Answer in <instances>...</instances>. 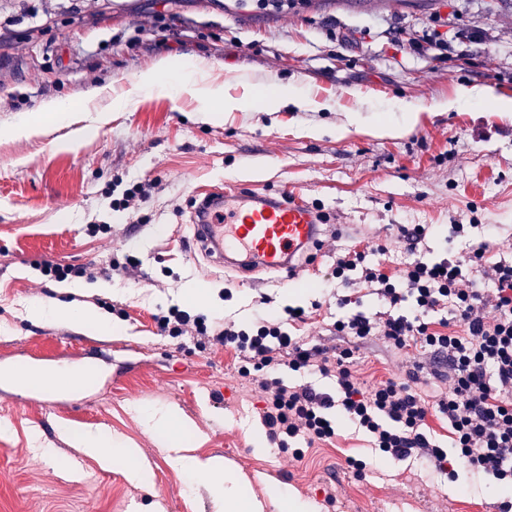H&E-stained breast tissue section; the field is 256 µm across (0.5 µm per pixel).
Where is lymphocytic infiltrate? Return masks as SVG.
<instances>
[{"label":"lymphocytic infiltrate","instance_id":"f902f5d3","mask_svg":"<svg viewBox=\"0 0 512 512\" xmlns=\"http://www.w3.org/2000/svg\"><path fill=\"white\" fill-rule=\"evenodd\" d=\"M428 232L425 224L405 229L408 255L395 273L367 264L368 255L386 251L368 244L338 254L329 279L365 285L383 305L371 315L334 321L335 335L377 336L394 349L414 345L445 358L451 391L434 401L417 389L418 364L406 379L364 391L353 370L355 348L338 350L291 334V325L306 320L292 306L275 319L258 316L249 327L175 307L154 321L161 334L201 336L234 351L241 376L263 395L259 423L278 449L297 440H331L341 415L370 447L396 460L411 458L445 474L459 463L512 487V261L484 265L481 246L465 257L429 259L418 249ZM290 372L299 373V381H288ZM315 377L327 381L328 390L312 385ZM432 412L446 418L452 448L427 432Z\"/></svg>","mask_w":512,"mask_h":512}]
</instances>
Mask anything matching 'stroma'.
I'll return each instance as SVG.
<instances>
[{
  "instance_id": "35a3bbf8",
  "label": "stroma",
  "mask_w": 512,
  "mask_h": 512,
  "mask_svg": "<svg viewBox=\"0 0 512 512\" xmlns=\"http://www.w3.org/2000/svg\"><path fill=\"white\" fill-rule=\"evenodd\" d=\"M436 12L448 19L447 61L395 42L392 27L414 37ZM161 58L201 64L238 108L208 111L186 83L133 94ZM285 84L305 93V109L259 107ZM104 85L113 107L100 123L86 96ZM474 85L512 99V0H310L300 13L273 15L250 0H0V425L9 428L0 435V512H224L209 478L183 470L165 434L136 412L165 405L191 422L183 446L248 477L263 512H281L274 483L317 508L333 492L337 512H498L507 489L492 477L461 469L450 478L391 459L344 418L335 438L303 458L256 448L263 402L234 353L177 342L153 320L177 306L247 325L265 296L276 309L303 307L308 318L295 334L331 346L329 323L381 308L357 288L341 309L339 290L323 289L348 246L386 245L379 261L391 272L401 226L430 224L420 245L427 257L483 242L486 263L512 260V109L482 100L437 108ZM49 99L69 102V118L42 111ZM406 120L404 136L375 132ZM25 123L36 134L7 136ZM137 181L149 183L147 195L116 206ZM240 182L294 190L326 215L322 248L295 276L237 284L194 244L197 194ZM454 222L467 231L450 241ZM128 254L136 268L93 282L34 268L106 267ZM191 281L207 285L205 298H184ZM56 301L96 310L111 330L28 319L31 305ZM81 348L87 356L72 368L95 371L81 391L50 394L9 376L14 359L38 369ZM417 363L433 368L419 349L396 351L374 336L360 344L355 368L371 385L405 378ZM90 426L131 442L150 486L128 479L127 460L102 466L68 440ZM36 429L54 461L33 448ZM351 458L366 463L365 477L348 469Z\"/></svg>"
}]
</instances>
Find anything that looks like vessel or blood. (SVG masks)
Masks as SVG:
<instances>
[{"instance_id": "vessel-or-blood-1", "label": "vessel or blood", "mask_w": 512, "mask_h": 512, "mask_svg": "<svg viewBox=\"0 0 512 512\" xmlns=\"http://www.w3.org/2000/svg\"><path fill=\"white\" fill-rule=\"evenodd\" d=\"M191 222L193 237L206 254L245 275L293 272L324 234L318 211L292 192L258 193L244 184L206 194ZM19 375L27 387H55L54 373L23 367Z\"/></svg>"}]
</instances>
